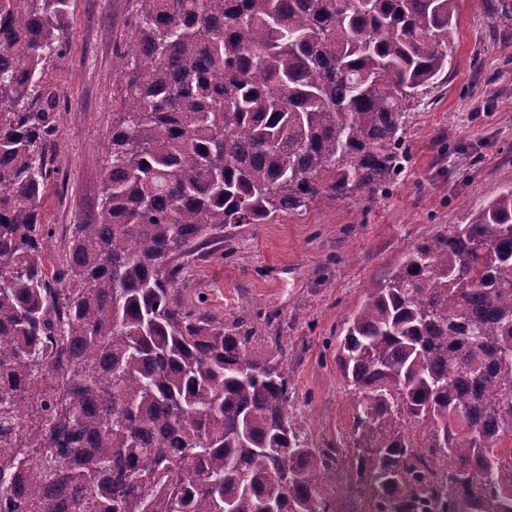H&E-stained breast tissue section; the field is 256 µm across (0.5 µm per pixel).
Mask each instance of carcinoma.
<instances>
[{
    "label": "carcinoma",
    "mask_w": 512,
    "mask_h": 512,
    "mask_svg": "<svg viewBox=\"0 0 512 512\" xmlns=\"http://www.w3.org/2000/svg\"><path fill=\"white\" fill-rule=\"evenodd\" d=\"M69 9L0 0V512H336L344 461L371 512H512V186L344 318L347 458L303 431L287 339L254 354L172 263L389 187L460 0H135L99 203L49 271Z\"/></svg>",
    "instance_id": "1"
}]
</instances>
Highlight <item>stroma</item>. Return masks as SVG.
<instances>
[{
  "label": "stroma",
  "instance_id": "stroma-1",
  "mask_svg": "<svg viewBox=\"0 0 512 512\" xmlns=\"http://www.w3.org/2000/svg\"><path fill=\"white\" fill-rule=\"evenodd\" d=\"M491 0H462L452 71L410 113L407 159L389 190L235 224L182 261L178 295L232 322L250 317L255 351L288 339L293 402L310 441L347 448L354 402L336 367L342 319L421 240L469 221L512 185V36ZM134 0H71L62 57L45 66L57 96L53 173L39 200L58 259L72 225L91 218L125 82L117 56L134 34Z\"/></svg>",
  "mask_w": 512,
  "mask_h": 512
}]
</instances>
